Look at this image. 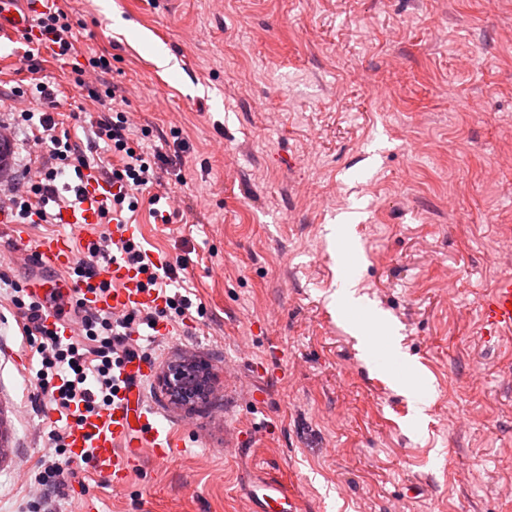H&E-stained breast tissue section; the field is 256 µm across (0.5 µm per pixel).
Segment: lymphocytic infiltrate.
Segmentation results:
<instances>
[{"instance_id": "f902f5d3", "label": "lymphocytic infiltrate", "mask_w": 512, "mask_h": 512, "mask_svg": "<svg viewBox=\"0 0 512 512\" xmlns=\"http://www.w3.org/2000/svg\"><path fill=\"white\" fill-rule=\"evenodd\" d=\"M26 42L50 43L54 54L65 60L73 75L78 93L97 105L98 116L90 117L89 131L93 145L121 158L120 164L104 169L103 176L117 191L100 206V221L110 224L120 221L124 209H135L138 195L159 181L161 172L174 164L162 150L145 155L135 144V132L124 111V90L119 84H105L103 77L111 73L112 63L106 56H91L79 60L75 53L77 34L69 14L57 7L42 13L35 30L23 33ZM40 106H27L28 95L15 90L17 107L11 108L0 120L12 127L21 137L24 151H36L35 164H24L15 179L0 189V196L9 202V209L18 223L55 224L66 203L56 182L67 172L83 177L91 163L77 144L71 143L67 130L59 129L52 110L59 90L55 85L38 82ZM109 235L89 243L87 253L73 268L76 285L69 305L56 299L46 301L29 295L25 286L13 284L10 302L22 321V335L26 344L40 357L35 379L43 393L50 396L57 410L70 413L74 422H83L112 404L119 389L116 372L136 356L127 341L140 327L156 329L166 320H184L190 314L192 303L187 296L176 293L165 296L163 305L147 309H133L114 316L87 305L82 291L102 260L119 251L123 260L139 270L148 272L149 285H157L159 277L173 278L177 268L170 263L160 264L157 272H150L147 254L130 239H121L116 247H109ZM59 320L80 324L81 338L60 336L50 328L49 315ZM48 440L54 450L52 456L41 460L34 479L43 496L28 502L27 512H41L45 500L63 495L72 470L65 464L71 459V450L65 433L50 428Z\"/></svg>"}]
</instances>
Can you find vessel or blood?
Instances as JSON below:
<instances>
[{"instance_id":"1","label":"vessel or blood","mask_w":512,"mask_h":512,"mask_svg":"<svg viewBox=\"0 0 512 512\" xmlns=\"http://www.w3.org/2000/svg\"><path fill=\"white\" fill-rule=\"evenodd\" d=\"M21 10L0 12V38L11 37L31 24L33 15L46 11L52 0H22ZM112 187L96 172L86 171L79 185L80 204L64 209L61 221L71 227V234H57L42 239L38 253L43 267L62 273L75 259L73 235L94 236L99 226L98 208ZM96 282H104L108 291L91 294L94 308L120 313L132 308L161 305L158 291L144 288L145 276L138 269L120 261H107L95 268ZM479 319L485 335L501 342L512 341V272L499 275L483 300ZM121 400L111 409L70 426L67 442L73 457L91 452L96 469L111 478L113 485L127 480L143 449H150L157 460H167L173 447L171 434L162 431L150 419V412L139 388L122 391ZM255 503L252 512H302L298 492L276 479L257 485L251 491Z\"/></svg>"}]
</instances>
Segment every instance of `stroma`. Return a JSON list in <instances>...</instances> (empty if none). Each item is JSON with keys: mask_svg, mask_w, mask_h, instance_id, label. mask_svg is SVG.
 Returning <instances> with one entry per match:
<instances>
[{"mask_svg": "<svg viewBox=\"0 0 512 512\" xmlns=\"http://www.w3.org/2000/svg\"><path fill=\"white\" fill-rule=\"evenodd\" d=\"M81 55L112 58L149 145H190L163 175L170 223L141 199L139 243L181 275L200 315L147 348L141 388L174 433L126 485L81 470L48 512H251L246 484L280 478L305 512H512V347H486L478 311L512 270V0H60ZM162 44L171 66L151 47ZM25 42L0 58V113L31 89ZM79 104L70 68L38 55ZM352 227L354 263L337 262ZM0 223V274L23 282L40 241ZM352 284L430 381L424 417L336 311ZM205 363L207 401L175 403L169 364ZM33 359L0 283V512H25L44 455ZM263 390L264 402L253 393Z\"/></svg>", "mask_w": 512, "mask_h": 512, "instance_id": "35a3bbf8", "label": "stroma"}]
</instances>
